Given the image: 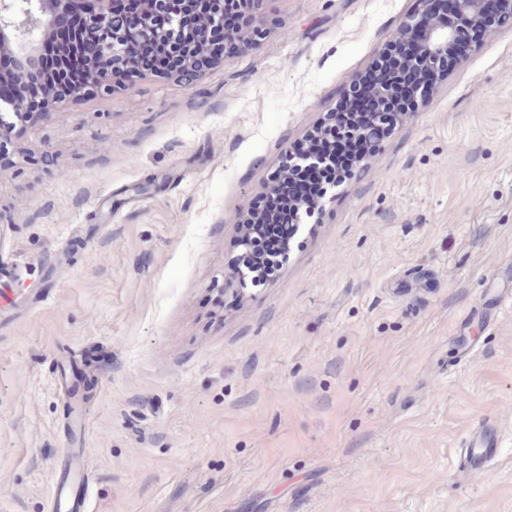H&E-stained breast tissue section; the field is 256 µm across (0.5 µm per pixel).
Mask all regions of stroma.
I'll use <instances>...</instances> for the list:
<instances>
[{"label":"stroma","instance_id":"35a3bbf8","mask_svg":"<svg viewBox=\"0 0 512 512\" xmlns=\"http://www.w3.org/2000/svg\"><path fill=\"white\" fill-rule=\"evenodd\" d=\"M418 0H268L193 83L51 103L0 154V512H512V25L228 290L234 222ZM72 364L77 403L56 379ZM497 457L459 465L480 424ZM265 0L235 1L238 12L243 15L242 27L228 34L230 41L236 44L237 50H248L257 46L270 32L269 21L263 12ZM91 476L80 453L70 452L49 491L51 512H92Z\"/></svg>","mask_w":512,"mask_h":512}]
</instances>
